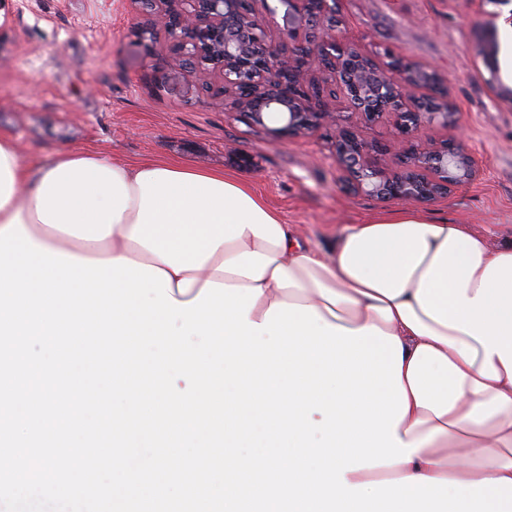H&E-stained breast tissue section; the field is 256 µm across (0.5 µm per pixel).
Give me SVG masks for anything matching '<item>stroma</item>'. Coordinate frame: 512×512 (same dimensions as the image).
Listing matches in <instances>:
<instances>
[{
    "label": "stroma",
    "mask_w": 512,
    "mask_h": 512,
    "mask_svg": "<svg viewBox=\"0 0 512 512\" xmlns=\"http://www.w3.org/2000/svg\"><path fill=\"white\" fill-rule=\"evenodd\" d=\"M0 134L19 143L26 164L66 149L117 161L145 159L216 168L252 185L301 238L330 249L342 227L405 209L401 200L343 193L330 141L281 143L246 126L222 105L204 101L205 72L173 71L150 80L131 0H0ZM343 35L388 47L439 69L460 111V129L476 160L475 179L421 211L470 225L490 243L512 235V108L493 95L476 55L477 36L498 7L488 0H338ZM254 157L250 169L234 155Z\"/></svg>",
    "instance_id": "35a3bbf8"
}]
</instances>
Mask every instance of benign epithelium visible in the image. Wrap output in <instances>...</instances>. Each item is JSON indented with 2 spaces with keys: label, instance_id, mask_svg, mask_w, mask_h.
<instances>
[{
  "label": "benign epithelium",
  "instance_id": "7a95c632",
  "mask_svg": "<svg viewBox=\"0 0 512 512\" xmlns=\"http://www.w3.org/2000/svg\"><path fill=\"white\" fill-rule=\"evenodd\" d=\"M255 2L133 0L144 50L161 35L172 44V59L151 66L153 84L163 85L167 71L185 69L182 60L190 58L218 75L202 86L208 99L273 139L300 140L332 130L338 182L350 195L421 203L474 179L475 159L459 136L418 138L425 125L459 129V109L437 69L344 40L336 0H279L288 26L277 43ZM498 50L492 23L478 37V53L490 89L511 107L512 87L500 77ZM378 123L391 128V140L360 134L359 125Z\"/></svg>",
  "mask_w": 512,
  "mask_h": 512
}]
</instances>
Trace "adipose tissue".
Returning a JSON list of instances; mask_svg holds the SVG:
<instances>
[{"instance_id": "1", "label": "adipose tissue", "mask_w": 512, "mask_h": 512, "mask_svg": "<svg viewBox=\"0 0 512 512\" xmlns=\"http://www.w3.org/2000/svg\"><path fill=\"white\" fill-rule=\"evenodd\" d=\"M15 219L43 249L166 272L181 303L210 281L258 287L250 321L299 304L332 326L398 337L409 409L396 432L414 451L348 483L512 479V238L495 246L407 209L346 225L326 252L223 170L79 150L26 166L3 135L0 230Z\"/></svg>"}]
</instances>
